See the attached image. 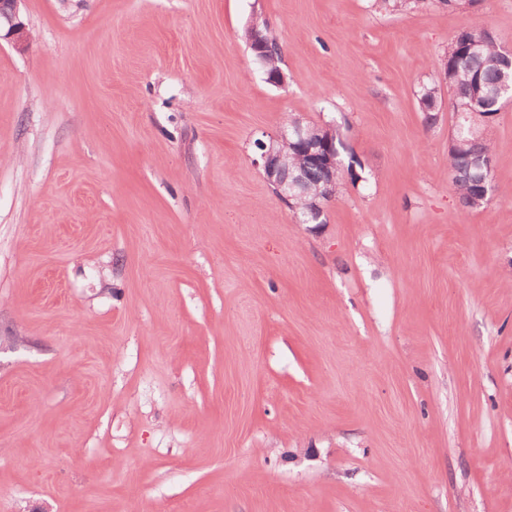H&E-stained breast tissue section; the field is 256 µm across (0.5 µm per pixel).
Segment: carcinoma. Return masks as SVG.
<instances>
[{"mask_svg":"<svg viewBox=\"0 0 512 512\" xmlns=\"http://www.w3.org/2000/svg\"><path fill=\"white\" fill-rule=\"evenodd\" d=\"M441 66L456 116V130L448 145V170L463 208L480 209L491 201L495 186L480 184L492 176L484 163L492 160L493 147L478 132L477 123L499 112L502 101L495 89L504 80L512 83V62L503 56L496 35L482 28L460 31L449 43ZM437 99V87H421L419 104L431 125L437 120Z\"/></svg>","mask_w":512,"mask_h":512,"instance_id":"1","label":"carcinoma"}]
</instances>
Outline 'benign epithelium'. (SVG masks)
<instances>
[{
    "label": "benign epithelium",
    "instance_id": "obj_1",
    "mask_svg": "<svg viewBox=\"0 0 512 512\" xmlns=\"http://www.w3.org/2000/svg\"><path fill=\"white\" fill-rule=\"evenodd\" d=\"M24 0H0V30L3 38L12 42L18 51L29 46L31 34L20 19V7ZM249 47L257 63L265 68L266 80L270 84L283 82V73L266 69V42L252 34ZM262 168L267 181L277 195L288 205L300 199L306 200L307 224H316L324 213L327 203L336 198V141L326 140L312 129L311 125L297 119L291 126L282 127L269 142H258ZM300 150L309 161L322 166L325 172L323 187L312 191L305 169L288 171V152Z\"/></svg>",
    "mask_w": 512,
    "mask_h": 512
}]
</instances>
